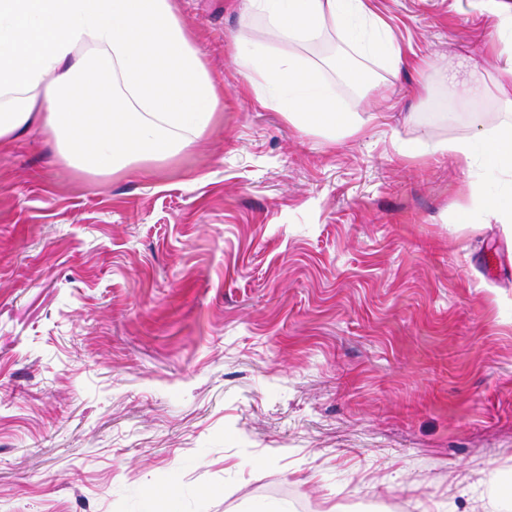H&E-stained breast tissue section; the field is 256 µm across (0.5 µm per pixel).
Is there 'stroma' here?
<instances>
[{"label": "stroma", "mask_w": 512, "mask_h": 512, "mask_svg": "<svg viewBox=\"0 0 512 512\" xmlns=\"http://www.w3.org/2000/svg\"><path fill=\"white\" fill-rule=\"evenodd\" d=\"M371 3L430 93L327 74L380 113L360 135L261 108L239 0H178L224 94L191 153L94 177L35 129L0 149V512H512V241L421 148L504 120L444 84L502 20Z\"/></svg>", "instance_id": "obj_1"}]
</instances>
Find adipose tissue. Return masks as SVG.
<instances>
[{"mask_svg": "<svg viewBox=\"0 0 512 512\" xmlns=\"http://www.w3.org/2000/svg\"><path fill=\"white\" fill-rule=\"evenodd\" d=\"M502 17L497 43L478 67L460 61L448 93L495 94L506 118L474 138L438 141L472 175L463 224L497 222L512 233V0H483ZM264 39L236 41L246 90L298 128L333 139L360 132L371 115L343 111L323 68L352 77V57L398 67L406 53L370 0H241ZM336 33L343 49L324 64L300 50ZM222 106L176 0H0V148L32 125L64 161L95 176L151 170L194 148ZM500 183L486 197L487 182Z\"/></svg>", "mask_w": 512, "mask_h": 512, "instance_id": "adipose-tissue-1", "label": "adipose tissue"}]
</instances>
